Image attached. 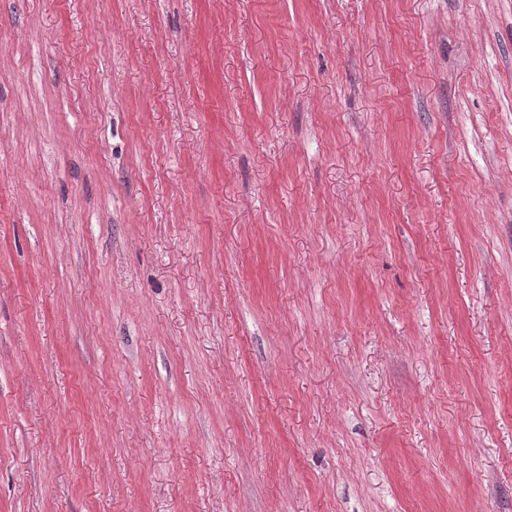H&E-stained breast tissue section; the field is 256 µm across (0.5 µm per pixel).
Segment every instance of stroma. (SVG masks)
<instances>
[{
  "label": "stroma",
  "instance_id": "stroma-1",
  "mask_svg": "<svg viewBox=\"0 0 512 512\" xmlns=\"http://www.w3.org/2000/svg\"><path fill=\"white\" fill-rule=\"evenodd\" d=\"M0 512H512V0H0Z\"/></svg>",
  "mask_w": 512,
  "mask_h": 512
}]
</instances>
